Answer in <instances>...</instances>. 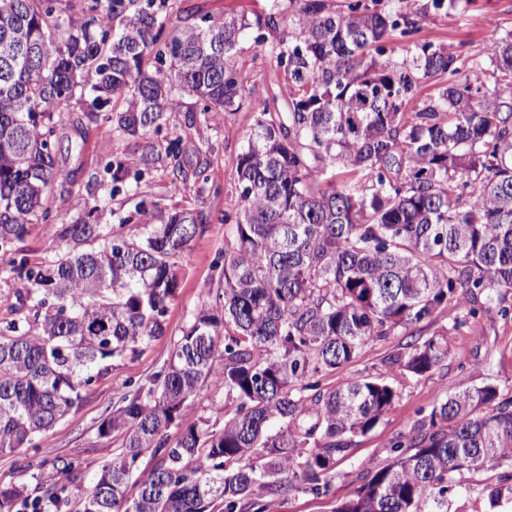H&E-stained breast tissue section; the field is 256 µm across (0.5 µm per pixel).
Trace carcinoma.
Segmentation results:
<instances>
[{"mask_svg":"<svg viewBox=\"0 0 512 512\" xmlns=\"http://www.w3.org/2000/svg\"><path fill=\"white\" fill-rule=\"evenodd\" d=\"M169 0H0V254L20 283L0 319V454L78 410L114 363L165 334L179 286L176 258L209 214L183 208L137 238L110 201L161 164L179 189L207 181L186 168L170 124L178 94L202 102L208 125L242 108L241 40L270 43L288 100L255 118L237 155L240 209L215 303L181 328L169 359L120 394L97 427L121 451L72 502L82 476L35 487L0 483V512H276L293 491L329 493L334 465L398 398L389 377H423L448 359V329L424 332L439 309L498 312L512 295V32L479 59L433 42L399 58L394 38L459 0H288V9L219 20H167ZM435 82L436 91L422 96ZM81 111L107 137L141 139L114 157L93 198L27 258L29 225L53 220L63 172L58 131ZM347 178L336 180L333 169ZM409 338L383 376L321 379L386 336ZM224 394L187 421L202 387ZM493 383L452 390L391 445L393 461L334 512H448L458 477L512 464V399ZM179 429L176 438L170 428ZM158 457L126 489L148 451ZM487 512H512V472L481 490Z\"/></svg>","mask_w":512,"mask_h":512,"instance_id":"carcinoma-1","label":"carcinoma"}]
</instances>
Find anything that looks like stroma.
Returning a JSON list of instances; mask_svg holds the SVG:
<instances>
[{"mask_svg":"<svg viewBox=\"0 0 512 512\" xmlns=\"http://www.w3.org/2000/svg\"><path fill=\"white\" fill-rule=\"evenodd\" d=\"M174 11L190 10L196 15L216 18L236 13L248 16L276 11V0H170ZM486 15L490 23L473 24L474 14ZM512 30V0H462L460 6L445 14H428L416 38L453 46L472 57L484 60L490 46ZM248 64L242 74L245 87L243 106L239 111L220 115L210 127L188 124L185 115L199 110L193 95L182 94L180 111L173 121L183 140L188 164L198 158L210 161L207 183H190L174 191L163 172H153L141 181L140 198L150 205L147 216L135 214L133 204H126L132 221L125 227L128 236L141 234L144 225L162 223L174 205L195 206L203 202L211 214L206 232L196 237L178 257L179 286L168 305L167 331L164 336L145 342L138 354L127 357L105 378L89 390L78 411L65 416L53 427L38 434L36 454L47 459L52 467L47 474L61 480L56 469L62 461L77 459L83 466L82 487H89L97 471L118 453L120 443L97 435V426L106 408L129 386L145 379L168 360L180 328L202 307L215 301L220 271L213 261L229 242V226L225 217L235 216L239 207L236 158L254 125L255 117L272 96L286 97L287 80L283 69L270 60L265 46L247 38L242 42ZM60 166L77 174L72 194L56 196L55 222L34 224L26 246L31 260L44 259V248L55 236L57 225L66 224L76 216L81 200L99 195L92 177L102 164L115 156L133 154V141L102 136L95 123L84 122L81 128L65 127L57 146ZM220 186V195H213L211 186ZM437 324L448 327L450 353L440 367L421 378L396 376L394 385L399 397L394 406L367 434L356 437L349 454L337 460L336 478L328 495L315 497L295 492L282 499L278 512H333L339 500L352 493L363 477L373 474L391 460V442L407 433L419 412H426L440 403L450 390H464L491 382L497 385L501 398L512 397V313H479L469 316L455 307H445L436 315ZM403 336H389L364 347L359 356L343 369L325 375L323 387L335 386L343 377L384 372V360L400 345ZM502 470L489 468L478 474L463 475L464 489L448 498L449 512H483L479 489L496 483Z\"/></svg>","mask_w":512,"mask_h":512,"instance_id":"1","label":"stroma"}]
</instances>
